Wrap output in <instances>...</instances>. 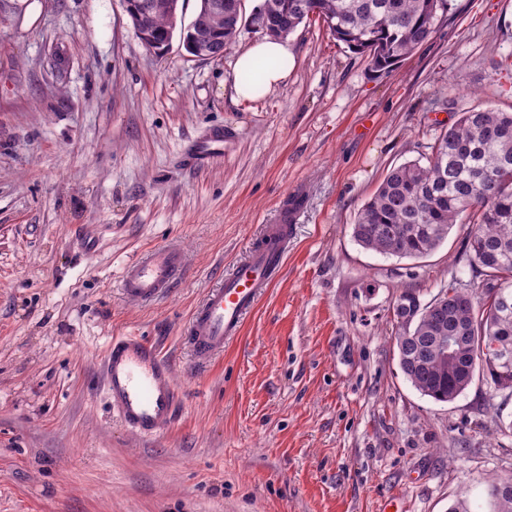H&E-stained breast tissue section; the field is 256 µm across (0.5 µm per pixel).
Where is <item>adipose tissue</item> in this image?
Here are the masks:
<instances>
[{"mask_svg": "<svg viewBox=\"0 0 512 512\" xmlns=\"http://www.w3.org/2000/svg\"><path fill=\"white\" fill-rule=\"evenodd\" d=\"M292 53L286 42L270 38H262L255 41L245 52L237 59V66L253 64L261 69V87L252 89L251 87L238 83L234 86V92L237 98L251 99L257 92H271L282 83L287 81L288 60Z\"/></svg>", "mask_w": 512, "mask_h": 512, "instance_id": "obj_1", "label": "adipose tissue"}]
</instances>
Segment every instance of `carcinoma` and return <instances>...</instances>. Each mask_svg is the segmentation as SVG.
Instances as JSON below:
<instances>
[{"mask_svg":"<svg viewBox=\"0 0 512 512\" xmlns=\"http://www.w3.org/2000/svg\"><path fill=\"white\" fill-rule=\"evenodd\" d=\"M452 0H261L256 6L281 30L293 33L317 18L336 40L367 57L377 71L394 70L426 43L447 16ZM254 23L242 0H224V14L207 29L224 45ZM142 24L155 50L172 37V15L154 11ZM423 159L391 168L352 224L364 249L386 257L423 258L448 238L459 219L470 226L463 259L476 282L448 281L453 296L422 303L402 291L393 315L399 366L422 395L449 403L473 383L469 369L481 342L512 357V112L480 107L455 113ZM453 339L455 356L441 351ZM489 399L512 382L498 366L476 368ZM487 512H512V479L487 484Z\"/></svg>","mask_w":512,"mask_h":512,"instance_id":"obj_1","label":"carcinoma"}]
</instances>
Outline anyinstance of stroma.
<instances>
[{"label": "stroma", "instance_id": "stroma-1", "mask_svg": "<svg viewBox=\"0 0 512 512\" xmlns=\"http://www.w3.org/2000/svg\"><path fill=\"white\" fill-rule=\"evenodd\" d=\"M242 30L223 58L136 35L123 0H0V512H483L512 477V400L477 380L454 402L403 376L393 303L428 302L467 224L408 260L352 235L394 166L453 113L512 112V0H453L391 72L302 23L284 85L234 97ZM207 166L183 163L210 129ZM299 198L279 277L223 356L196 365L182 331L209 288ZM177 244L186 274L153 304L129 264ZM137 334L170 362L176 425L145 439L112 415L100 359ZM229 138V133L224 130L213 132L210 137L199 142L186 155L185 162L189 166L198 167L224 154V141Z\"/></svg>", "mask_w": 512, "mask_h": 512}]
</instances>
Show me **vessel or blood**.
<instances>
[{
	"label": "vessel or blood",
	"instance_id": "obj_1",
	"mask_svg": "<svg viewBox=\"0 0 512 512\" xmlns=\"http://www.w3.org/2000/svg\"><path fill=\"white\" fill-rule=\"evenodd\" d=\"M227 138L224 131L213 132L186 155V163L197 167L222 156ZM296 217V210H282L278 222L268 225L247 258L205 295L186 330L197 361L207 362L223 354L225 344L239 335L261 295L283 267ZM184 267L178 246L155 248L128 266L122 292L144 303L156 301L175 287ZM102 371L112 414L126 429L154 438L173 427L180 398L171 366L154 343L136 335L112 337Z\"/></svg>",
	"mask_w": 512,
	"mask_h": 512
}]
</instances>
